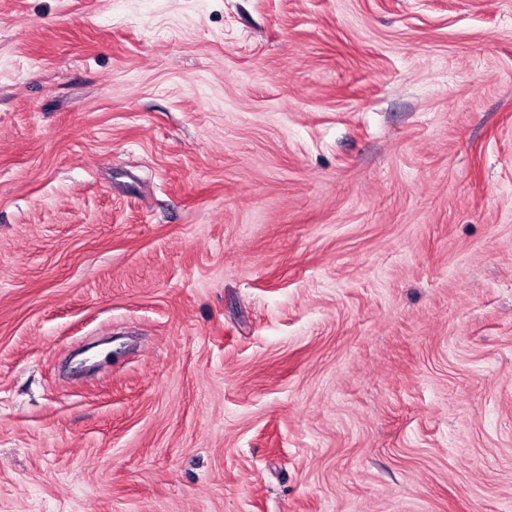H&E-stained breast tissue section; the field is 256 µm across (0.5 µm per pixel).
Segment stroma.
Masks as SVG:
<instances>
[{
	"label": "stroma",
	"instance_id": "1",
	"mask_svg": "<svg viewBox=\"0 0 512 512\" xmlns=\"http://www.w3.org/2000/svg\"><path fill=\"white\" fill-rule=\"evenodd\" d=\"M0 512H512V0H0Z\"/></svg>",
	"mask_w": 512,
	"mask_h": 512
}]
</instances>
